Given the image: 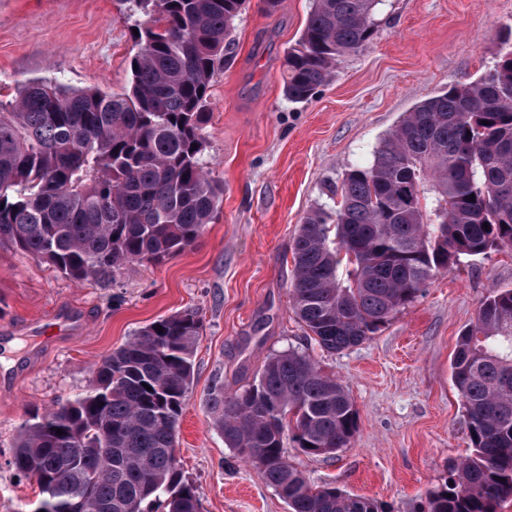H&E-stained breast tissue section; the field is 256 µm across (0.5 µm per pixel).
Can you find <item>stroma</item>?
Wrapping results in <instances>:
<instances>
[{
    "label": "stroma",
    "instance_id": "stroma-1",
    "mask_svg": "<svg viewBox=\"0 0 512 512\" xmlns=\"http://www.w3.org/2000/svg\"><path fill=\"white\" fill-rule=\"evenodd\" d=\"M313 0H247L229 63L210 90L204 159L224 189L216 216L185 252L133 262L114 280H71L0 247V512H35L39 489L12 465L32 411L85 393L102 356L141 327L188 307L203 330L180 422L177 455L202 512H287L250 464L233 458L206 395L251 383L263 361L299 348L349 391L358 411L350 447L289 462L317 485L421 512L430 490L470 452L451 380L461 331L495 289H512V250L461 259L373 338L327 353L308 344L289 295L291 244L328 186L370 164L383 138L420 101L494 68L512 0H381L376 34L304 103L283 93V62ZM134 0H0V99L32 80L123 92L135 53ZM82 321L51 335L58 311Z\"/></svg>",
    "mask_w": 512,
    "mask_h": 512
}]
</instances>
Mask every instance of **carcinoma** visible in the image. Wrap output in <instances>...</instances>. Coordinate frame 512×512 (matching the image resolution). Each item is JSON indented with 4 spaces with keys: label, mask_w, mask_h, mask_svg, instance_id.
<instances>
[{
    "label": "carcinoma",
    "mask_w": 512,
    "mask_h": 512,
    "mask_svg": "<svg viewBox=\"0 0 512 512\" xmlns=\"http://www.w3.org/2000/svg\"><path fill=\"white\" fill-rule=\"evenodd\" d=\"M135 2L125 92L37 80L0 102V246L78 281L181 254L223 195L200 130L246 0ZM379 2L314 0L284 58L289 101H308L367 48ZM504 45L479 79L416 104L371 165L345 174L334 207L304 218L290 294L321 349L365 343L440 271L512 247V31ZM201 327L194 308L142 327L102 357L85 394L24 424L12 464L37 483L36 512H201L176 456ZM451 378L472 451L429 492L426 512H499L512 499V289L481 304ZM206 404L224 445L288 512H382L372 498L311 484L286 460L289 439L307 455H331L357 431L344 386L309 353L270 356L233 394L217 378Z\"/></svg>",
    "instance_id": "carcinoma-1"
}]
</instances>
